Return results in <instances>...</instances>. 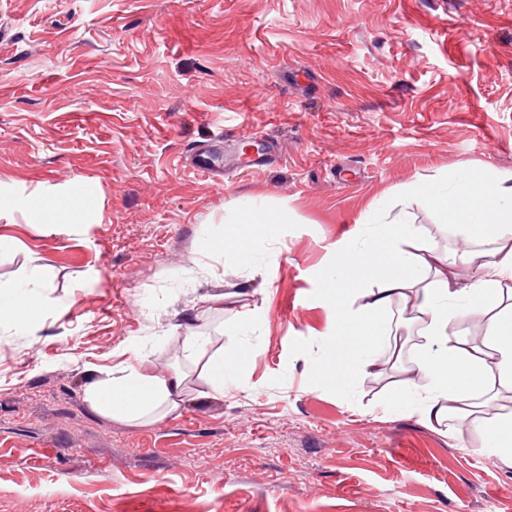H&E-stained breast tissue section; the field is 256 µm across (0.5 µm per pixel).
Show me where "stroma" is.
I'll list each match as a JSON object with an SVG mask.
<instances>
[{"instance_id": "1", "label": "stroma", "mask_w": 512, "mask_h": 512, "mask_svg": "<svg viewBox=\"0 0 512 512\" xmlns=\"http://www.w3.org/2000/svg\"><path fill=\"white\" fill-rule=\"evenodd\" d=\"M244 132L277 159L240 168ZM464 169L512 182V0H0V187L86 180L102 215L0 206V283L49 269L46 311L0 318V512H512L476 427L410 403L427 378L319 368L337 245L399 217L459 249L416 188ZM249 200L287 208L274 239L199 255ZM138 356L185 374L179 412L88 402Z\"/></svg>"}]
</instances>
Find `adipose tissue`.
Here are the masks:
<instances>
[{
  "mask_svg": "<svg viewBox=\"0 0 512 512\" xmlns=\"http://www.w3.org/2000/svg\"><path fill=\"white\" fill-rule=\"evenodd\" d=\"M479 180V174L464 170L452 184L419 189L442 223L463 237L466 249L434 251L421 242L415 225L402 222L381 225L360 247L337 248L338 263L328 274L334 287L329 298L336 309V338L327 349L323 368L331 377L344 379L354 371L372 368L376 359L398 357L404 343L387 311L395 302L410 303L413 318L426 336L411 367L429 380L417 400L422 414L432 422L451 419L461 426H478L488 447L512 454V408L482 421L477 401L479 394L487 392L489 378L512 386V303L504 297L505 284L512 282V185L500 182L482 188ZM10 204L29 223L49 227L83 224L90 218L86 196L71 190L31 193L11 199ZM287 221L286 211L243 203L225 237L249 241ZM225 237H200L198 252L223 253ZM471 265L479 267L478 277L454 287L458 270ZM46 274V266H36L26 289L0 290V316L11 317L21 328L40 315L46 305L36 289ZM369 279L375 281L376 290L363 308L352 309V285ZM477 315L483 318L481 343L451 332L453 322ZM184 382L176 370L159 373L131 366L120 377L96 382L88 399L109 417L142 421L178 412Z\"/></svg>",
  "mask_w": 512,
  "mask_h": 512,
  "instance_id": "ef3b65f1",
  "label": "adipose tissue"
}]
</instances>
